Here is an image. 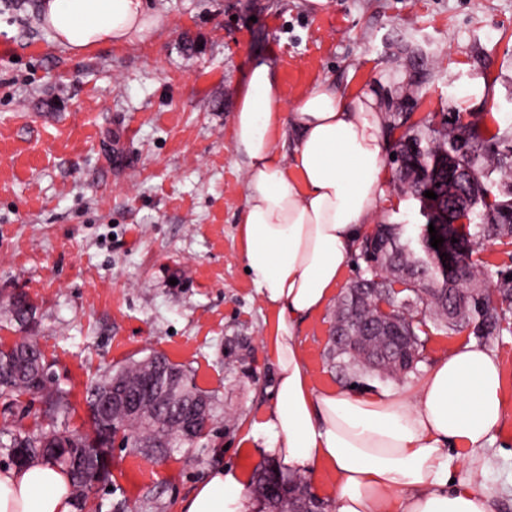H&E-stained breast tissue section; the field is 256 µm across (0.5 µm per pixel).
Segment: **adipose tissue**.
I'll list each match as a JSON object with an SVG mask.
<instances>
[{
	"label": "adipose tissue",
	"instance_id": "1",
	"mask_svg": "<svg viewBox=\"0 0 512 512\" xmlns=\"http://www.w3.org/2000/svg\"><path fill=\"white\" fill-rule=\"evenodd\" d=\"M55 41L80 56L144 45L161 26L148 0H44ZM374 92L313 85L286 107L271 66L237 93L232 136L246 166L238 237L249 278L274 320L264 344L277 367L264 452L289 472L335 477L336 512H493L480 452L505 413L502 364L460 340L408 391L316 390L297 327L339 287L383 197L382 112ZM293 134L290 154L278 142ZM467 450L457 474L454 447ZM241 473L210 469L181 512H255ZM0 512H72L71 479L35 462L0 469Z\"/></svg>",
	"mask_w": 512,
	"mask_h": 512
}]
</instances>
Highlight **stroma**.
Segmentation results:
<instances>
[{
	"label": "stroma",
	"instance_id": "35a3bbf8",
	"mask_svg": "<svg viewBox=\"0 0 512 512\" xmlns=\"http://www.w3.org/2000/svg\"><path fill=\"white\" fill-rule=\"evenodd\" d=\"M40 0H0V346L35 338L68 418L40 399L0 428L92 429L86 388L159 352L183 365L224 415L196 447L159 460L113 446L110 482L85 512H180L207 470L254 478L277 368L272 316L249 280L236 227L246 174L232 139L236 91L266 63L287 105L329 80L375 91L383 113L441 123L461 114L489 132L512 123V0H152L162 26L144 47L102 45L75 57L44 26ZM389 177L375 223L420 224V203ZM23 293L34 324L12 323ZM334 304L297 328L315 388L341 383L325 349ZM430 331L414 373L373 379L404 392L457 341ZM507 414L483 454L495 512H512V335L492 345Z\"/></svg>",
	"mask_w": 512,
	"mask_h": 512
}]
</instances>
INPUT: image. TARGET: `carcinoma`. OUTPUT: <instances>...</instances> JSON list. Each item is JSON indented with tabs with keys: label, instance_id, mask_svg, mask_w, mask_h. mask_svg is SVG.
I'll return each mask as SVG.
<instances>
[{
	"label": "carcinoma",
	"instance_id": "obj_1",
	"mask_svg": "<svg viewBox=\"0 0 512 512\" xmlns=\"http://www.w3.org/2000/svg\"><path fill=\"white\" fill-rule=\"evenodd\" d=\"M388 122L403 133L394 148L399 162L398 177L404 189L420 202L426 223L416 228L404 224H378L359 244L368 276L361 277L339 298L335 323L351 336L362 337L361 345L349 351L327 347V355L350 385L367 386L374 377H398L417 370L423 337L429 326L447 331H469L482 345H491L512 333V265H491L477 251L456 257L448 269L447 239L465 231L473 238L493 233L512 260V125L487 137L480 128L460 115L437 127L411 123L398 115ZM435 192L437 199L425 197ZM443 237V246L430 244L429 225ZM383 269L376 281L375 269ZM9 312L17 324L36 315L27 296L9 298ZM123 385L131 403L142 414L113 419L122 431L121 445L141 452L151 447L161 458L174 449L189 452L198 444L207 426L220 412L219 404L204 394L206 409L194 419L191 434H183L182 417L192 409V396L175 400L168 412L157 400L173 378L184 388H196L184 366L163 355H153L120 368ZM23 393L39 394L45 415L64 418L70 410L68 394L54 379L38 343L22 338L9 348L0 347V402L12 408ZM104 419L93 417L92 433L70 434L56 429L40 433L9 435L0 447L8 449L11 462L24 466L41 460L67 470L75 488V507L83 512L84 489L109 475L108 446L101 440ZM83 461L79 469L71 459ZM295 489L302 481L287 476L275 462H267L258 473L254 491L266 512H327L324 503L303 492L271 497L267 487L273 477Z\"/></svg>",
	"mask_w": 512,
	"mask_h": 512
}]
</instances>
